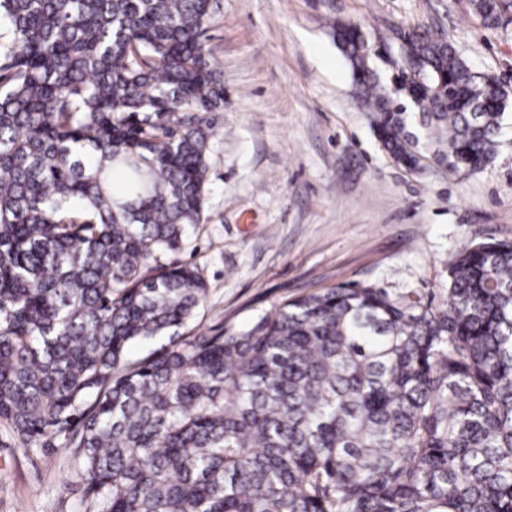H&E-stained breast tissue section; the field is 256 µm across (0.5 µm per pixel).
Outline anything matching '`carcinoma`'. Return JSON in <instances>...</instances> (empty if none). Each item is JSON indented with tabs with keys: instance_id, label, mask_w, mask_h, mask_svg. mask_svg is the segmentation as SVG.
Returning <instances> with one entry per match:
<instances>
[{
	"instance_id": "carcinoma-1",
	"label": "carcinoma",
	"mask_w": 512,
	"mask_h": 512,
	"mask_svg": "<svg viewBox=\"0 0 512 512\" xmlns=\"http://www.w3.org/2000/svg\"><path fill=\"white\" fill-rule=\"evenodd\" d=\"M471 4L487 27L512 12ZM211 18V0H0V424L70 449L98 512H512V241L459 250L440 308L347 284L179 336L205 282L164 258L204 220ZM335 35L398 164L494 160L505 84L405 32L423 108L400 112L363 33Z\"/></svg>"
}]
</instances>
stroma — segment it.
I'll use <instances>...</instances> for the list:
<instances>
[{"label": "stroma", "instance_id": "1", "mask_svg": "<svg viewBox=\"0 0 512 512\" xmlns=\"http://www.w3.org/2000/svg\"><path fill=\"white\" fill-rule=\"evenodd\" d=\"M339 23L365 34L386 88L396 34L414 29L445 34L474 70L512 87V22L485 27L470 0H215L205 44L222 65L224 110L205 219L177 255L206 293L180 335L238 330L345 283L438 308L457 250L512 240V117L484 171H407L358 104ZM6 439L0 425V512H93L69 449L48 460Z\"/></svg>", "mask_w": 512, "mask_h": 512}]
</instances>
